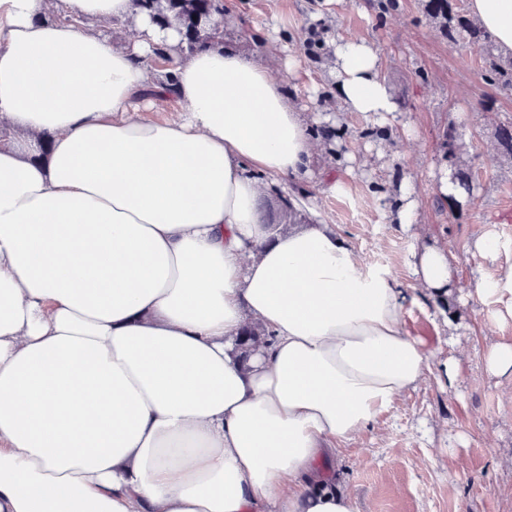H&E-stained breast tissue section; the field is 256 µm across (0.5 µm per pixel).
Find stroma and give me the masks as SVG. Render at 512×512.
Returning a JSON list of instances; mask_svg holds the SVG:
<instances>
[{"label":"stroma","mask_w":512,"mask_h":512,"mask_svg":"<svg viewBox=\"0 0 512 512\" xmlns=\"http://www.w3.org/2000/svg\"><path fill=\"white\" fill-rule=\"evenodd\" d=\"M321 0H236L224 19L225 49L263 59L271 76L302 111L330 117L316 126L328 152L313 161V177L268 189L262 204L296 205V221L313 216L337 225L361 261L390 269L402 287L414 285L410 266L417 237L448 248L455 257V287L467 291L478 259L466 244L485 231L504 242L498 262L512 264V154L500 140L512 128V95L496 93L482 51L467 32H446L427 15L424 0H396L386 10L366 0H337L320 11ZM354 34L374 44L380 76L397 104V116L377 125L340 108L331 70V43ZM300 67L289 70V59ZM453 132L459 149L443 156L441 142ZM448 165L468 172L469 195L442 197L431 176ZM346 183L330 192L325 170ZM411 179L418 196L412 231L389 223L396 188ZM311 200L313 210L297 205ZM410 336L433 351V375L404 392L394 408L343 445L337 467L358 512H512V379L485 370V338L512 343V320L499 323L489 308L464 305L457 331L465 352L447 346L448 331L428 305L405 309Z\"/></svg>","instance_id":"1"}]
</instances>
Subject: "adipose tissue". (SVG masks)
Here are the masks:
<instances>
[{
	"instance_id": "obj_1",
	"label": "adipose tissue",
	"mask_w": 512,
	"mask_h": 512,
	"mask_svg": "<svg viewBox=\"0 0 512 512\" xmlns=\"http://www.w3.org/2000/svg\"><path fill=\"white\" fill-rule=\"evenodd\" d=\"M50 7L0 0V512H355L326 462L427 381L404 310L451 325L453 255L418 243L408 290L336 225L263 223L266 179H311L318 117L257 59L179 56L133 0ZM469 10L512 55V0ZM333 54L339 102L385 124L376 49ZM460 302L512 319V266Z\"/></svg>"
}]
</instances>
